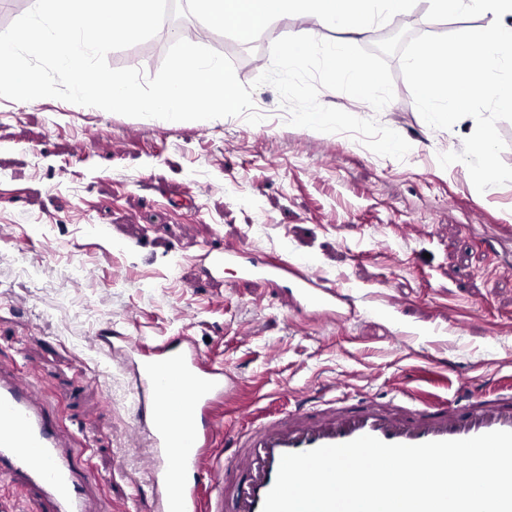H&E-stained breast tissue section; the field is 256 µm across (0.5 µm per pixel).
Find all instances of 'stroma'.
<instances>
[{"instance_id": "stroma-1", "label": "stroma", "mask_w": 512, "mask_h": 512, "mask_svg": "<svg viewBox=\"0 0 512 512\" xmlns=\"http://www.w3.org/2000/svg\"><path fill=\"white\" fill-rule=\"evenodd\" d=\"M429 0L407 13L413 34H445L487 16L431 22ZM312 36L370 48L359 34L307 15L278 19L245 57L211 33L238 80L254 85L262 122L131 118L55 98L0 97V364L34 380L70 435L78 472L97 478L94 512H147L148 448L128 440L136 403L119 352L192 337L241 381L219 410L237 430L247 414L296 395L385 401L419 391L453 398L469 383L486 399L512 376V184L478 193L468 170L441 168L475 128L429 127L390 57L395 98L382 110L323 89L322 105L375 119L411 145L380 156L343 133L289 125L271 85L255 86L272 43ZM158 35L111 52V67L154 76L171 45ZM256 260L278 254L349 297L334 314L295 308L236 269H209L225 243ZM463 330H455V323Z\"/></svg>"}]
</instances>
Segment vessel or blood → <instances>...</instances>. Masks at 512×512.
I'll list each match as a JSON object with an SVG mask.
<instances>
[{
  "instance_id": "1",
  "label": "vessel or blood",
  "mask_w": 512,
  "mask_h": 512,
  "mask_svg": "<svg viewBox=\"0 0 512 512\" xmlns=\"http://www.w3.org/2000/svg\"><path fill=\"white\" fill-rule=\"evenodd\" d=\"M245 243L226 244L211 259L215 270L237 268L246 278L279 283L287 261L247 260ZM296 304L330 308L343 301L335 286L296 277L289 291ZM141 341L127 337L124 365L136 402L135 437L150 451L151 512H262L280 463L287 453L305 452L371 435L391 444L460 440L491 431H512V398L487 401L459 383L453 403L326 399L299 395L293 409L254 419L238 432H224L213 407L238 390L224 365L206 361L196 345L174 338L142 358ZM223 436L232 453L216 465L208 448ZM21 480L49 499L53 512H90L91 477H79L67 435L56 427L47 403L32 381L0 367V473ZM216 474L215 493L201 498L203 475Z\"/></svg>"
}]
</instances>
